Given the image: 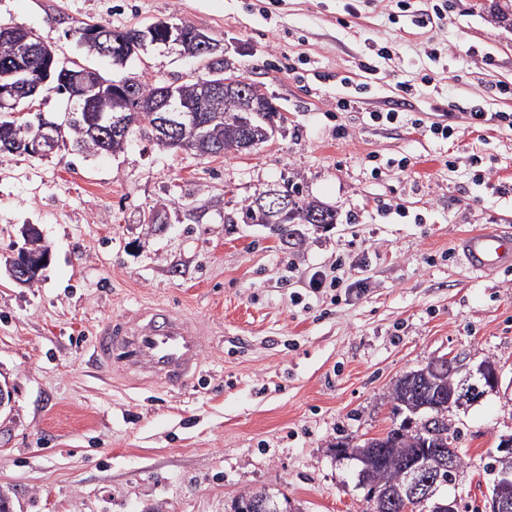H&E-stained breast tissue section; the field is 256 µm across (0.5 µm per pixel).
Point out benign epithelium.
Masks as SVG:
<instances>
[{
	"label": "benign epithelium",
	"instance_id": "1",
	"mask_svg": "<svg viewBox=\"0 0 512 512\" xmlns=\"http://www.w3.org/2000/svg\"><path fill=\"white\" fill-rule=\"evenodd\" d=\"M156 26L165 31V36L160 39L162 45L179 55H191L185 50L188 45L182 27L178 24L162 21ZM0 39L11 42L12 58L17 66L15 73L23 75L27 68L23 60L27 58L28 48L21 42L13 39L8 28H3ZM197 91V102L191 103L185 100L174 98L173 94L167 93L158 101L147 108V119H129L125 115L126 108L116 107V115L111 117L113 131L121 139L125 140L133 133L136 125L150 122L155 136L166 140L169 137L182 139L188 142H199L204 136L206 124L200 122L195 114L197 104L212 97L223 94L228 87L234 85L235 77L224 75L220 80L209 76H197L193 79ZM28 86V83L21 79L12 84H0V107L13 108L19 101V90ZM257 94L261 97V105L255 107L248 105L244 113L240 114L242 123V149L251 150L261 142L269 141L279 130L277 124L267 117L261 116L263 112H276L277 106L273 103L272 97L262 88H257ZM62 131V127L54 122L45 121L42 123L39 135L28 142V150L34 156H44L48 153L49 145L54 143L56 133ZM255 210L252 211L254 224H275L286 218L295 210L293 197L287 193L271 187L264 191L254 203ZM24 238V246L20 248V259L25 262L22 274L17 276L16 282L21 285H31L38 277L39 272L47 260L48 254H40L38 251H31V239L37 233V229L25 225L21 229ZM455 375L464 378H475L487 381L491 390L496 391L501 382V367L496 363L486 361L475 367H468L460 361L448 358V377ZM448 464V470L456 467V458L448 455V459H442L434 448H425L417 456L411 458L404 465L406 473L407 499L404 500L407 512H459V501L457 498L446 500L439 497L436 485L421 480V473L424 469L436 463ZM490 474L494 475L488 494L487 512H512V440L504 438L495 455V462L490 467Z\"/></svg>",
	"mask_w": 512,
	"mask_h": 512
}]
</instances>
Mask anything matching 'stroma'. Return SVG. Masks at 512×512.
<instances>
[{"instance_id":"stroma-1","label":"stroma","mask_w":512,"mask_h":512,"mask_svg":"<svg viewBox=\"0 0 512 512\" xmlns=\"http://www.w3.org/2000/svg\"><path fill=\"white\" fill-rule=\"evenodd\" d=\"M492 3L447 0L417 27L419 0H0V24L32 31L60 64L158 84L198 75V60L150 48L119 68L71 31L189 22L285 117L236 156L162 151L137 133L114 155L0 160V384L13 393L0 492L12 512H230L264 488L290 512H366L334 445L383 436L392 383L441 356L503 368L497 393L448 413L461 507L483 508L488 453L512 434V268L473 273L458 244L512 232V129L461 114L512 113V29ZM340 98L357 105L337 110ZM391 108L408 124L371 120ZM474 154L489 179L474 180ZM271 186L330 205L336 224L298 225L285 242L267 224L227 223ZM160 206L169 223L144 224ZM26 224L51 250L29 288L10 276ZM333 269L341 286L305 291L308 274ZM360 279L366 291L349 294ZM143 303L202 333V372L182 392L92 360L94 331ZM467 115L470 126H500L507 125L512 128V113L508 112H484L480 107H471L461 110Z\"/></svg>"}]
</instances>
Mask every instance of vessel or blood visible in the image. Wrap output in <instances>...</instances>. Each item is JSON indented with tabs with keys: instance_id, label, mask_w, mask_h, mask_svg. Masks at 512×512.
Wrapping results in <instances>:
<instances>
[{
	"instance_id": "vessel-or-blood-1",
	"label": "vessel or blood",
	"mask_w": 512,
	"mask_h": 512,
	"mask_svg": "<svg viewBox=\"0 0 512 512\" xmlns=\"http://www.w3.org/2000/svg\"><path fill=\"white\" fill-rule=\"evenodd\" d=\"M462 258L481 273L512 267V237L498 231L471 233L462 243ZM92 347L101 368L120 367L171 392L184 389L201 371L198 329L164 306L145 307L102 325Z\"/></svg>"
}]
</instances>
